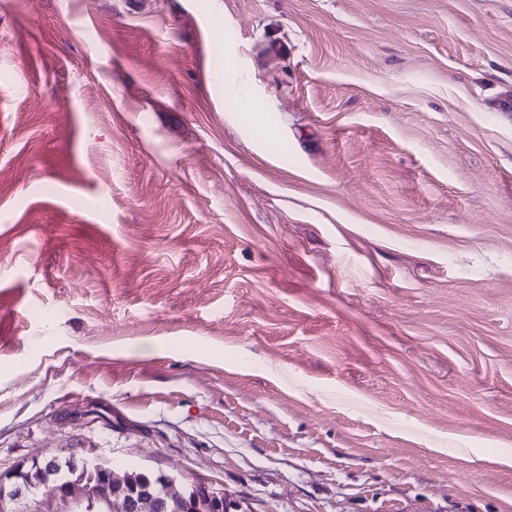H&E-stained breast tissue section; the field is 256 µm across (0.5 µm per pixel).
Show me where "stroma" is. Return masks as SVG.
Here are the masks:
<instances>
[{"instance_id":"35a3bbf8","label":"stroma","mask_w":512,"mask_h":512,"mask_svg":"<svg viewBox=\"0 0 512 512\" xmlns=\"http://www.w3.org/2000/svg\"><path fill=\"white\" fill-rule=\"evenodd\" d=\"M507 97L512 0H0V471L512 512Z\"/></svg>"}]
</instances>
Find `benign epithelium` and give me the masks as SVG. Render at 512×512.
<instances>
[{
  "instance_id": "benign-epithelium-1",
  "label": "benign epithelium",
  "mask_w": 512,
  "mask_h": 512,
  "mask_svg": "<svg viewBox=\"0 0 512 512\" xmlns=\"http://www.w3.org/2000/svg\"><path fill=\"white\" fill-rule=\"evenodd\" d=\"M49 458L35 460L0 472V512H163L164 503L151 502L128 491L132 481L124 477V467H111L96 457L77 459V470L84 473L60 484L43 476ZM206 498L198 500L192 512H223L224 489L203 485Z\"/></svg>"
}]
</instances>
